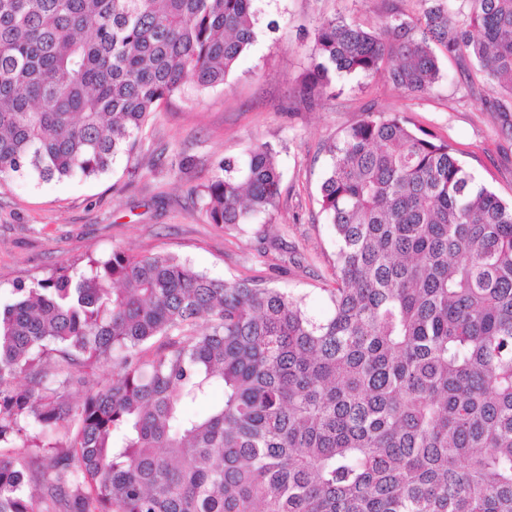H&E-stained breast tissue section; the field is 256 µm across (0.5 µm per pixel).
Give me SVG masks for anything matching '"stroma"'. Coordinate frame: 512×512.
Wrapping results in <instances>:
<instances>
[{
    "mask_svg": "<svg viewBox=\"0 0 512 512\" xmlns=\"http://www.w3.org/2000/svg\"><path fill=\"white\" fill-rule=\"evenodd\" d=\"M257 40L226 85L187 91L154 112L132 151L101 174L17 178L0 187V289L30 285L78 258L173 253L217 280L253 277L303 297L311 315L329 311L335 233L320 210L327 144L363 112H402L447 138L475 185L512 200V136L482 98L441 58L432 92L411 98L383 78L350 77L305 105L298 82L310 63L313 29L342 14L374 27L391 10L418 14L419 0H257ZM269 144L282 174L272 221L244 230L210 223L200 194L225 159Z\"/></svg>",
    "mask_w": 512,
    "mask_h": 512,
    "instance_id": "1",
    "label": "stroma"
}]
</instances>
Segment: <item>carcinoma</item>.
I'll list each match as a JSON object with an SVG mask.
<instances>
[{"mask_svg":"<svg viewBox=\"0 0 512 512\" xmlns=\"http://www.w3.org/2000/svg\"><path fill=\"white\" fill-rule=\"evenodd\" d=\"M420 2L319 21L303 90L382 75L421 97L441 53L512 135V0ZM256 25L255 0H0V186L108 170L186 85L224 84ZM328 153L323 320L121 249L0 294V512H512V203L399 112ZM202 193L212 224L273 220V148ZM102 360L112 378L86 382Z\"/></svg>","mask_w":512,"mask_h":512,"instance_id":"carcinoma-1","label":"carcinoma"}]
</instances>
